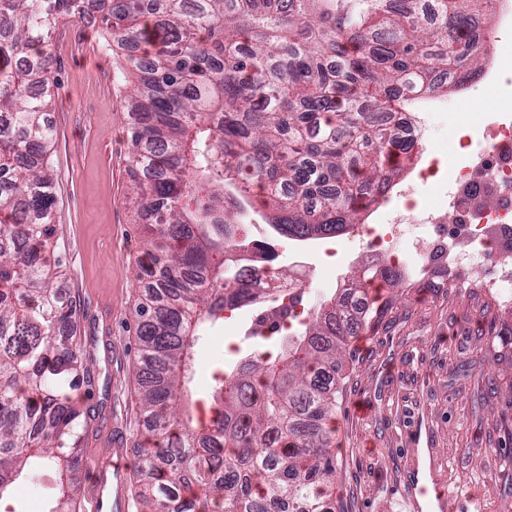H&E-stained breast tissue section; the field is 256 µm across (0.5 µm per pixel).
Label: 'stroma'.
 <instances>
[{
	"label": "stroma",
	"mask_w": 512,
	"mask_h": 512,
	"mask_svg": "<svg viewBox=\"0 0 512 512\" xmlns=\"http://www.w3.org/2000/svg\"><path fill=\"white\" fill-rule=\"evenodd\" d=\"M90 20L60 24L54 38L52 164L58 178L53 258L58 282L77 301L73 334L90 370L74 394L89 409L78 458L111 447L112 428L125 432L137 467L145 425L140 414L135 307L146 280L137 276L143 227L126 201L134 116L127 106L124 57ZM495 88L468 83L451 110L431 114L418 165H406L386 202L363 213L365 226L389 234L406 205L400 185L418 167L446 165L436 185L423 186L417 210L440 207L456 168L459 129L477 137L492 116ZM357 228L307 244L283 243L278 267L301 282V306L312 310L358 275L369 253ZM263 306L203 327L192 388L206 400L216 374H229L253 354L277 353L278 342L255 335ZM337 399L333 448L342 465L336 500L345 512H414L403 492L418 448L438 460L442 489L476 495L483 512L512 505V310L481 289L429 281L397 295L374 331L351 339Z\"/></svg>",
	"instance_id": "stroma-1"
}]
</instances>
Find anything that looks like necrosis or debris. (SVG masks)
Here are the masks:
<instances>
[{
    "label": "necrosis or debris",
    "mask_w": 512,
    "mask_h": 512,
    "mask_svg": "<svg viewBox=\"0 0 512 512\" xmlns=\"http://www.w3.org/2000/svg\"><path fill=\"white\" fill-rule=\"evenodd\" d=\"M484 80L498 90L499 116L483 126L478 162L459 167L447 204L439 213H421L414 184L400 194L407 201L393 224V235L410 240L426 263L418 278L475 283L512 307V77L495 70ZM483 247L497 271L488 275L474 255Z\"/></svg>",
    "instance_id": "necrosis-or-debris-1"
}]
</instances>
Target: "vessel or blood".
I'll list each match as a JSON object with an SVG mask.
<instances>
[{
    "label": "vessel or blood",
    "mask_w": 512,
    "mask_h": 512,
    "mask_svg": "<svg viewBox=\"0 0 512 512\" xmlns=\"http://www.w3.org/2000/svg\"><path fill=\"white\" fill-rule=\"evenodd\" d=\"M125 449L109 448L95 455L79 478L87 488L90 512H129L130 474L124 464Z\"/></svg>",
    "instance_id": "obj_1"
}]
</instances>
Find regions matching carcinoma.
<instances>
[{
	"instance_id": "cac0c4a2",
	"label": "carcinoma",
	"mask_w": 512,
	"mask_h": 512,
	"mask_svg": "<svg viewBox=\"0 0 512 512\" xmlns=\"http://www.w3.org/2000/svg\"><path fill=\"white\" fill-rule=\"evenodd\" d=\"M485 0H0V500L55 478L48 512H73L90 381L74 300L54 285L57 182L50 146L53 35L97 17L131 69L129 205L146 224L136 307L139 407L152 446L146 512H336V365L392 304L369 297L401 268L365 264L282 354L242 360L189 406L201 325L259 303L264 265L237 268L251 215L298 243L335 238L388 193L416 154L397 113L475 80Z\"/></svg>"
}]
</instances>
